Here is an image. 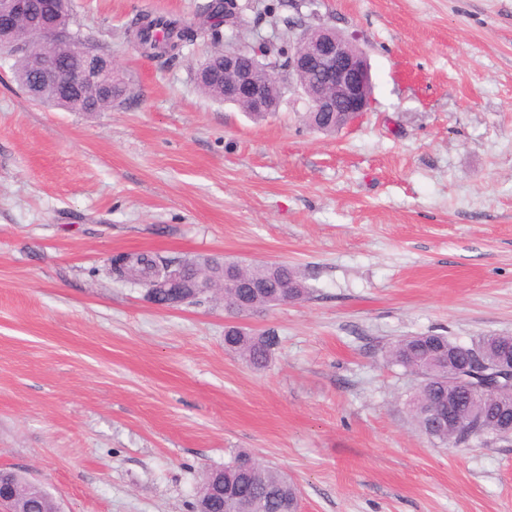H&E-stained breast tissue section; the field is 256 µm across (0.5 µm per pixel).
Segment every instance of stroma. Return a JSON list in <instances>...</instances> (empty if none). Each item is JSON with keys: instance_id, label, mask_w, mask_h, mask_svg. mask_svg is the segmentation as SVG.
I'll use <instances>...</instances> for the list:
<instances>
[{"instance_id": "obj_1", "label": "stroma", "mask_w": 512, "mask_h": 512, "mask_svg": "<svg viewBox=\"0 0 512 512\" xmlns=\"http://www.w3.org/2000/svg\"><path fill=\"white\" fill-rule=\"evenodd\" d=\"M206 0H70L131 93L107 112L37 103L0 50V468L60 512H190L246 450L299 512H512V438L441 446L386 361L405 336L512 335V0H313L353 36L370 112L323 134L303 107L254 121L203 96L207 31L174 64L128 33ZM284 262L308 299L243 317L164 308L103 273L113 255ZM277 329L256 371L224 328Z\"/></svg>"}]
</instances>
